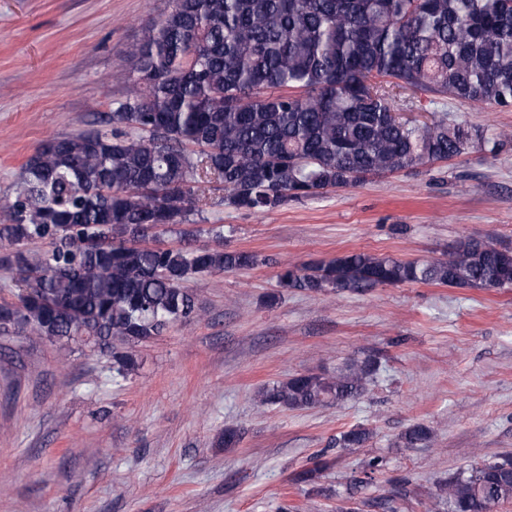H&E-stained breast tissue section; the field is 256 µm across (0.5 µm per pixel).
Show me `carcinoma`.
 <instances>
[{"label":"carcinoma","mask_w":512,"mask_h":512,"mask_svg":"<svg viewBox=\"0 0 512 512\" xmlns=\"http://www.w3.org/2000/svg\"><path fill=\"white\" fill-rule=\"evenodd\" d=\"M127 62L131 89L105 119L110 129L39 145L16 196L0 204V267L17 287L16 301L0 304V331L109 349L122 379L136 367L130 347L201 317L188 279L261 262L220 244L143 245L148 224L184 240L224 237L200 224L209 184L258 213L477 143L496 153L502 140L463 124L403 120L400 100L408 91L512 107V0H172ZM43 242L50 249L31 255ZM404 283L512 285V251L465 238L430 263L351 252L278 274L279 287L314 293ZM376 371L366 356L334 375H293L260 403L350 400ZM371 437L359 426L335 445L361 448ZM430 440L420 424L401 435L404 448ZM325 466L321 452L294 481ZM442 493L448 512L512 501V457L453 476Z\"/></svg>","instance_id":"obj_1"}]
</instances>
